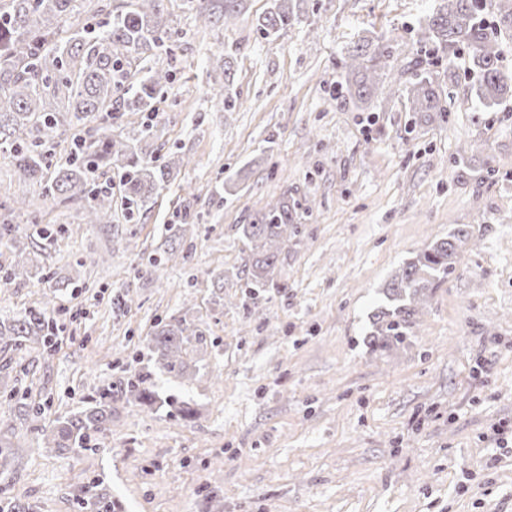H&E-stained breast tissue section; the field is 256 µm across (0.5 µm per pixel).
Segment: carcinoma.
<instances>
[{
  "label": "carcinoma",
  "instance_id": "carcinoma-1",
  "mask_svg": "<svg viewBox=\"0 0 512 512\" xmlns=\"http://www.w3.org/2000/svg\"><path fill=\"white\" fill-rule=\"evenodd\" d=\"M170 0H132L115 13L104 7L88 9L89 18L105 16L96 33L88 24L76 23L82 0H0V152L9 156L18 179L39 184L42 196L59 205H77L83 223L100 224L112 219V191L95 184V177L117 168L124 173L123 194L127 216L135 214L163 189L173 172L189 164L179 156L148 153L141 142L156 136L152 125L123 133L127 112H159L165 102L169 70L157 67L149 75L137 76L134 61L171 41ZM304 0H273L269 11L257 19L265 37L285 30L297 16ZM486 0H438V7L414 28L416 53L435 65L451 70L454 60L465 52L476 72V97L490 110L512 98V69L502 64L500 37L512 35V0H495L492 24L482 17ZM398 66L390 51L367 56L366 46L356 45L343 63L342 81L336 95L363 103L384 83L386 71ZM413 81L401 90L418 120L448 121L449 93L434 79L433 71L414 62ZM212 90L224 96V110L236 107V98L224 93L230 84V66L212 62ZM99 118L103 127L87 141L78 127ZM69 139L65 161L55 164L61 140ZM298 201L283 196L241 225L250 246V259L243 270L245 287L279 288L273 273L280 262L288 236L298 233ZM180 223L170 229L167 259L187 262L191 247L183 244L194 233L195 214L186 205ZM472 233L458 229L435 241L406 264L388 284L393 304L379 311L375 335L384 342H403L411 328L415 304L426 300V291L448 281L455 272V258L461 243ZM0 245L11 260L0 264V286L6 288L32 277L44 278L31 236L16 229L0 234ZM59 329L53 310L44 304L24 309L9 322L0 320V350L22 352L30 345L52 356ZM204 332L184 315L159 318L148 346L155 364L174 377L189 375L185 356L202 342ZM148 368L128 378L120 393L133 401L154 407L158 394ZM0 398L17 415L30 422L38 447L59 454L80 455L93 451L112 432L114 391L103 390L79 411L46 420L45 407L14 388L3 387ZM17 445L0 430V475L17 463ZM76 500L80 512H123L119 499L100 479L80 487Z\"/></svg>",
  "mask_w": 512,
  "mask_h": 512
}]
</instances>
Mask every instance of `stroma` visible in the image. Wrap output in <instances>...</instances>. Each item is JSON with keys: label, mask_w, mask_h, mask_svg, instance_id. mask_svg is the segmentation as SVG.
I'll list each match as a JSON object with an SVG mask.
<instances>
[{"label": "stroma", "mask_w": 512, "mask_h": 512, "mask_svg": "<svg viewBox=\"0 0 512 512\" xmlns=\"http://www.w3.org/2000/svg\"><path fill=\"white\" fill-rule=\"evenodd\" d=\"M212 3L202 17L172 0L179 48L142 62L169 70L168 98L129 119L157 124L148 151L190 164L138 222L116 202L111 223H83L0 156V220L45 228L35 243L48 273L0 288V316L36 301L85 313L50 359L36 345L20 359L0 352L1 382L31 387L55 418L148 364L156 319L186 315L207 339L192 374L157 373L154 408L117 399L95 452L39 448L0 407L19 446L0 489L33 512H79L73 494L93 478L125 512H512V442L499 436L512 425V103L481 121L463 108L475 81L465 55L438 76L453 97L447 123L412 124L403 97L377 94L364 110L331 98L358 43L390 47L392 83L409 81L413 29L434 0H308L268 38L256 20L271 0H243L231 19ZM219 57L239 99L231 112L211 93ZM246 164L245 186L210 204ZM285 195L308 212L275 287L254 297L239 280L250 255L239 226ZM17 196L37 202V219L7 211ZM184 203L197 215L192 257L168 261L166 229ZM457 228L473 236L455 273L418 306L404 342L370 348L388 283Z\"/></svg>", "instance_id": "obj_1"}]
</instances>
